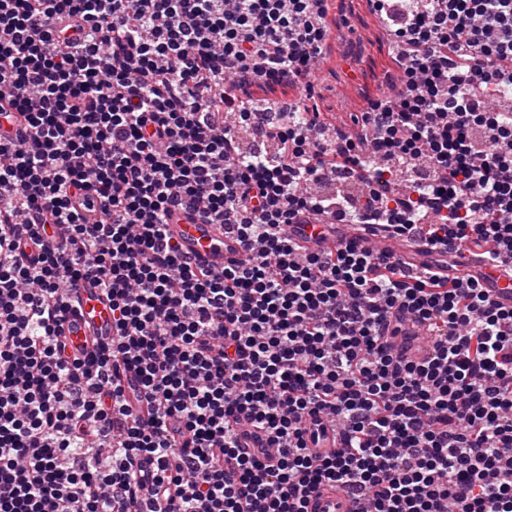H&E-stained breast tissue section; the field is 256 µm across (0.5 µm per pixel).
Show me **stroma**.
<instances>
[{"mask_svg":"<svg viewBox=\"0 0 512 512\" xmlns=\"http://www.w3.org/2000/svg\"><path fill=\"white\" fill-rule=\"evenodd\" d=\"M334 45L315 72L314 104L350 125L370 99L388 91L396 50L373 15L368 0H330Z\"/></svg>","mask_w":512,"mask_h":512,"instance_id":"stroma-1","label":"stroma"}]
</instances>
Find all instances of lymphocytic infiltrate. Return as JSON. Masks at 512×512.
I'll return each instance as SVG.
<instances>
[{"instance_id": "1", "label": "lymphocytic infiltrate", "mask_w": 512, "mask_h": 512, "mask_svg": "<svg viewBox=\"0 0 512 512\" xmlns=\"http://www.w3.org/2000/svg\"><path fill=\"white\" fill-rule=\"evenodd\" d=\"M399 85L351 131L246 96L313 93L327 0H0V512H512V307L467 272L406 274L290 224H369L512 258V0H378ZM278 110L273 153L237 130ZM425 181L395 195L377 165ZM339 165L355 212L308 186ZM201 211L243 256L193 265L165 224ZM95 283L112 338L59 329ZM431 355L391 344L405 319ZM343 448H313L325 425ZM111 448L107 465L83 454ZM358 504L349 494L336 490L327 492L319 490L310 497V512H356Z\"/></svg>"}]
</instances>
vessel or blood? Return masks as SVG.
I'll return each mask as SVG.
<instances>
[{"instance_id":"b4317fda","label":"vessel or blood","mask_w":512,"mask_h":512,"mask_svg":"<svg viewBox=\"0 0 512 512\" xmlns=\"http://www.w3.org/2000/svg\"><path fill=\"white\" fill-rule=\"evenodd\" d=\"M168 235L178 241L184 253L199 267L222 270L225 262L241 257V247L232 235L226 234L223 225L205 224L197 213L177 210L166 226ZM333 245L350 242L371 249L385 250L401 259L407 273L418 274L432 264L434 255L428 249L411 245L399 238L371 234L364 224H335L331 227ZM450 267L446 276H453L455 269L471 271L484 287L490 288L494 298L503 305L512 306V260L508 258L491 262L475 256L468 248L461 247L448 253ZM71 301L76 302L74 314L63 324V331L75 343L86 344L95 350V337L112 333L109 304L91 281H79L70 291ZM357 503L349 494L324 490L310 497L309 512H356Z\"/></svg>"}]
</instances>
